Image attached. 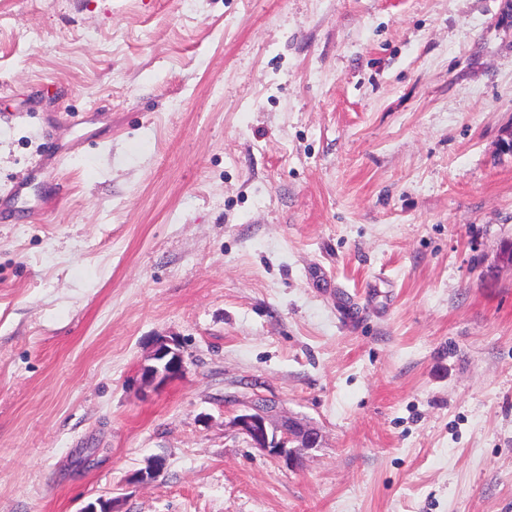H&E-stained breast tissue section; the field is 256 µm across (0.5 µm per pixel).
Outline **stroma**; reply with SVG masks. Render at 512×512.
Instances as JSON below:
<instances>
[{
    "label": "stroma",
    "mask_w": 512,
    "mask_h": 512,
    "mask_svg": "<svg viewBox=\"0 0 512 512\" xmlns=\"http://www.w3.org/2000/svg\"><path fill=\"white\" fill-rule=\"evenodd\" d=\"M0 208V512H512V0H0ZM148 360L151 364L141 367V380L161 388L183 376L186 366L179 342L173 338L155 342ZM269 404L253 402L235 419V426L244 434L253 448L265 452L287 467H294L299 459V448H314L319 433L314 428L302 427L288 420L282 424L270 419ZM297 443V445H294Z\"/></svg>",
    "instance_id": "stroma-1"
}]
</instances>
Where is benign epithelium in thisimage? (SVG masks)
Wrapping results in <instances>:
<instances>
[{"mask_svg":"<svg viewBox=\"0 0 512 512\" xmlns=\"http://www.w3.org/2000/svg\"><path fill=\"white\" fill-rule=\"evenodd\" d=\"M150 364L141 367V379L161 388L183 376L186 366L179 342L173 338L155 342L149 355ZM235 426L244 434L250 445L275 458L288 467L299 459V449L314 448L319 443V433L314 428L301 426L293 421L275 423L270 419V406L253 402L235 419ZM164 469L160 459H153L135 472L137 484H153ZM78 512H119L117 500L98 498L87 503Z\"/></svg>","mask_w":512,"mask_h":512,"instance_id":"benign-epithelium-1","label":"benign epithelium"}]
</instances>
